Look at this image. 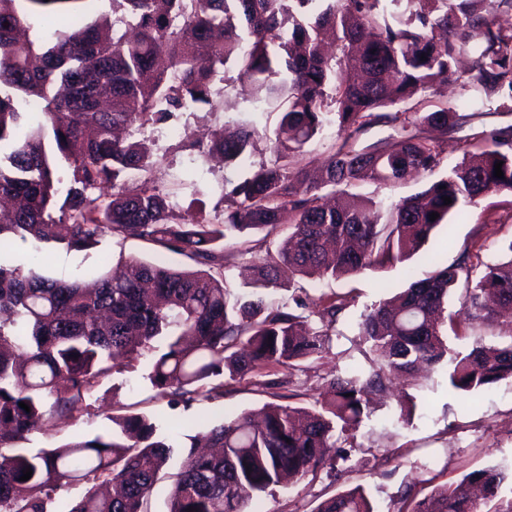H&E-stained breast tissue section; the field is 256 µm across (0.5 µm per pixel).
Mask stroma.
Wrapping results in <instances>:
<instances>
[{
    "label": "stroma",
    "instance_id": "stroma-1",
    "mask_svg": "<svg viewBox=\"0 0 512 512\" xmlns=\"http://www.w3.org/2000/svg\"><path fill=\"white\" fill-rule=\"evenodd\" d=\"M212 104L178 112L176 119L144 128L155 161L152 184L166 194L175 210L200 212L202 219L222 216L221 187L247 171L225 167L217 157L194 159L186 146L190 139L210 135L243 116L274 130L279 115L254 109L248 83L228 70L216 82ZM512 124V112L485 107L482 114L464 117L461 127L446 137L444 163L460 162L474 134ZM512 242V195L492 194L464 214L452 215L424 248L407 264L385 265L338 280L305 282L310 302L339 293L350 302L332 330L333 341L321 356L300 362L284 388L264 389L253 380H225L222 397L171 407L156 397L148 380L149 360L141 358L135 371L112 372L80 404L75 420L66 427H45L27 436L26 447L52 448L76 437H91L110 428V416L142 412L166 427L172 418L190 419L204 427L268 403L308 405L326 383L353 369H368L358 324L362 315L383 299L385 289L406 283L407 270L424 274L428 255L439 252L443 264L467 259L474 272L504 259ZM156 246L136 238H104L92 249L51 251L46 272L58 279L91 278L104 259L135 256L154 260ZM499 466L512 471V384L500 385L472 397L448 387L445 368L437 367L413 379L393 381L375 398L374 408L354 432L349 459L342 473L327 468L306 478L274 488L264 496L263 512H312L321 501L355 485L369 487L379 512H396L404 491L424 496L435 485L463 474Z\"/></svg>",
    "mask_w": 512,
    "mask_h": 512
}]
</instances>
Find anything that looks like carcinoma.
Segmentation results:
<instances>
[{
  "label": "carcinoma",
  "instance_id": "obj_1",
  "mask_svg": "<svg viewBox=\"0 0 512 512\" xmlns=\"http://www.w3.org/2000/svg\"><path fill=\"white\" fill-rule=\"evenodd\" d=\"M85 2L0 0V199L14 202L0 212V242L18 238L36 249L19 263L0 258V314H8L0 318V512H150L167 480L166 512H254L285 478L348 460L341 436L369 416L368 395L386 382L442 363L457 392L512 382V341L475 336L465 352L448 344L461 321L512 311L511 242L508 260L474 279L464 261L433 258L425 277L408 272L407 287L359 323L369 373L331 380L309 407L270 403L258 424L248 413L225 419L209 427L203 446L190 434V444L176 446L150 417L129 414L109 417L112 431L91 439L22 447L47 421L72 423L103 377L147 354L153 388L175 404L223 395L226 376L295 369L329 348L348 297H326L317 326L302 299L273 305L264 291L403 262L461 206L512 193V126L477 134L474 151L382 215L349 190L441 170L442 141L414 134L357 149L346 138L317 181L295 161L335 124L353 134L381 123L448 132L460 120L454 107L421 112L419 100L401 108L437 83L462 82L476 111L492 103L512 112V27L498 22L512 0H391L396 12L381 0H113L123 31L81 17ZM38 23L56 30L17 37ZM229 64L255 86L256 107L280 114L267 137L273 159L251 165L225 193L222 220L188 219L149 186L153 161L133 131L188 104H212ZM261 138L243 119L189 147L223 155L228 167L251 157ZM499 161L502 179L494 176ZM246 234L259 236L265 255L248 267L252 292L239 294L224 278V244ZM105 236L143 240L200 268L129 257L118 276L45 274L43 245L82 251ZM460 283L462 308L450 312ZM28 468L32 477L20 480ZM85 478L109 490L58 500ZM506 479L500 467L473 470L421 498L404 495L398 512H483L492 501L493 512H512V497H501ZM312 512L376 506L358 485Z\"/></svg>",
  "mask_w": 512,
  "mask_h": 512
}]
</instances>
